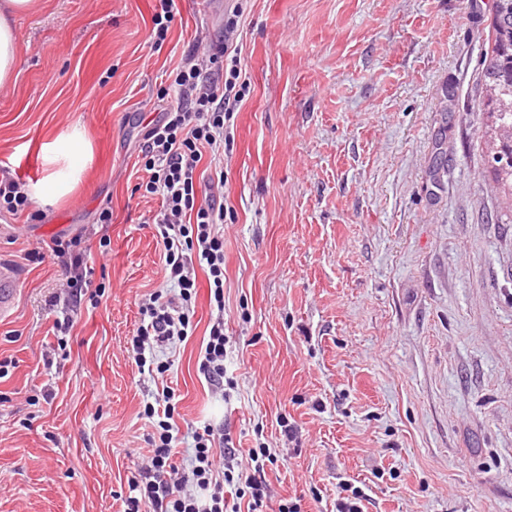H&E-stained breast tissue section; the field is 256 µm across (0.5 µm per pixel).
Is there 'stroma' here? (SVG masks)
I'll list each match as a JSON object with an SVG mask.
<instances>
[{
	"mask_svg": "<svg viewBox=\"0 0 512 512\" xmlns=\"http://www.w3.org/2000/svg\"><path fill=\"white\" fill-rule=\"evenodd\" d=\"M17 24L20 63L0 90V178H20L58 135L84 128L94 161L40 217L0 215L19 276L0 318V512H121L141 475L163 386L193 429L229 434L238 461L267 445L271 499L336 512H512V188L486 161L480 82L494 0H251V91L224 159V360L232 389L198 371L211 310L197 274L193 336L140 374L131 338L144 295L166 287L138 155L157 90L217 0H178L163 46L157 0H41ZM111 208L112 221L97 222ZM83 235L99 305L53 327L62 261L46 225ZM109 236L107 251L99 240Z\"/></svg>",
	"mask_w": 512,
	"mask_h": 512,
	"instance_id": "stroma-1",
	"label": "stroma"
}]
</instances>
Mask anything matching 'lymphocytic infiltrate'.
<instances>
[{"label": "lymphocytic infiltrate", "mask_w": 512, "mask_h": 512, "mask_svg": "<svg viewBox=\"0 0 512 512\" xmlns=\"http://www.w3.org/2000/svg\"><path fill=\"white\" fill-rule=\"evenodd\" d=\"M247 8L248 0H235L224 17L221 39L173 72L169 86L160 91L166 105L159 119L147 125L139 160L146 177L137 188L161 199L156 237L164 277L179 294L167 299L151 294L141 308V323L132 338L134 361L141 371H168V363L156 358L157 348L193 334L189 305L197 288L195 268L201 265L208 270L209 304L217 316L200 348L198 370L210 383L224 382L230 338L222 317L221 228L234 212L224 205L228 173L222 157L233 148L236 114L251 89L240 45ZM178 403L175 390L166 386L156 402L144 406V417L154 422L151 456L143 479L129 484L124 512H264L266 481L261 474L265 464L277 462L270 449H251L254 475L234 477L231 468L217 466L227 454L229 437L207 425L194 431L191 467L179 472L173 458L182 439L172 422ZM228 486L233 487V496L225 495Z\"/></svg>", "instance_id": "1"}]
</instances>
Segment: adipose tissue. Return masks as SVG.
Instances as JSON below:
<instances>
[{"instance_id": "adipose-tissue-1", "label": "adipose tissue", "mask_w": 512, "mask_h": 512, "mask_svg": "<svg viewBox=\"0 0 512 512\" xmlns=\"http://www.w3.org/2000/svg\"><path fill=\"white\" fill-rule=\"evenodd\" d=\"M37 4L38 0H0V86L15 77L19 56L16 22L32 14ZM92 158V146L83 130L76 128L59 135L44 152L48 174L32 186V194L48 204L70 197Z\"/></svg>"}]
</instances>
